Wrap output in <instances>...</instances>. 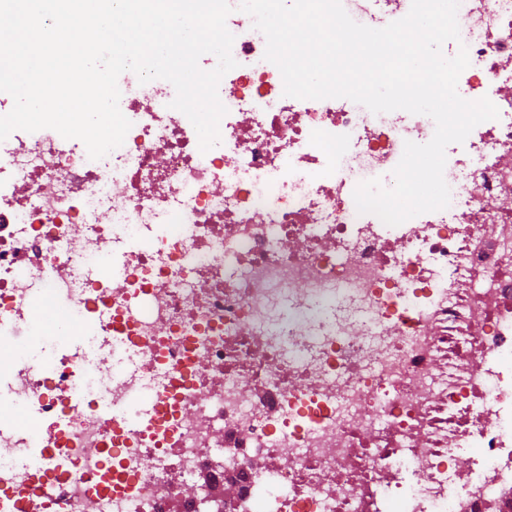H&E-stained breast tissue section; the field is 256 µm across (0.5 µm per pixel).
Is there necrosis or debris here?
Instances as JSON below:
<instances>
[{
    "label": "necrosis or debris",
    "mask_w": 512,
    "mask_h": 512,
    "mask_svg": "<svg viewBox=\"0 0 512 512\" xmlns=\"http://www.w3.org/2000/svg\"><path fill=\"white\" fill-rule=\"evenodd\" d=\"M341 2L369 27L410 10ZM457 19L458 86L499 117L447 147L449 206L390 230L354 189L434 121L284 96L264 35L233 13L208 152L162 79L119 82L131 128L102 159L48 128L0 141V452L72 463L32 512H253L268 486L273 512H512V0H461ZM140 230L120 283L89 274ZM43 287L88 326L44 372L8 342L35 327ZM121 341L141 368L85 372ZM150 379L164 421L98 415ZM27 413L43 435L13 429ZM471 446L479 460L456 467ZM406 461L424 482L405 487Z\"/></svg>",
    "instance_id": "1"
}]
</instances>
